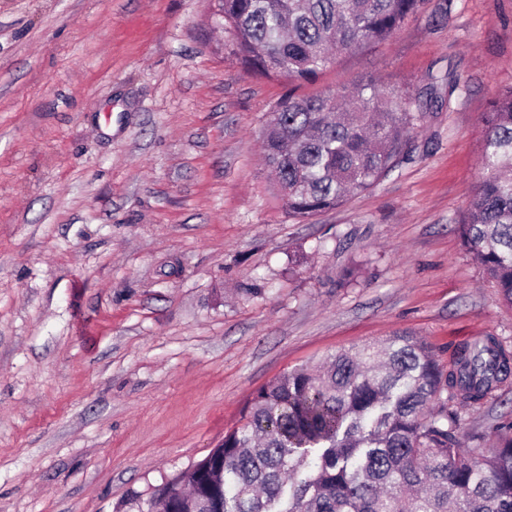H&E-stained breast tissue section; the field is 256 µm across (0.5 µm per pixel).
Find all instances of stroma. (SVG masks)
I'll list each match as a JSON object with an SVG mask.
<instances>
[{"label":"stroma","instance_id":"35a3bbf8","mask_svg":"<svg viewBox=\"0 0 512 512\" xmlns=\"http://www.w3.org/2000/svg\"><path fill=\"white\" fill-rule=\"evenodd\" d=\"M367 75L439 104L371 189L288 217L273 106ZM508 87L512 0H424L297 87L244 66L215 0H0V512H147L257 389L339 350L512 348L455 231ZM508 422L512 383L457 434Z\"/></svg>","mask_w":512,"mask_h":512}]
</instances>
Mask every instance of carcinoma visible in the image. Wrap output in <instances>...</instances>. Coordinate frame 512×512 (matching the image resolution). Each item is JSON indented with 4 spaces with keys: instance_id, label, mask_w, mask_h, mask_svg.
I'll use <instances>...</instances> for the list:
<instances>
[{
    "instance_id": "cac0c4a2",
    "label": "carcinoma",
    "mask_w": 512,
    "mask_h": 512,
    "mask_svg": "<svg viewBox=\"0 0 512 512\" xmlns=\"http://www.w3.org/2000/svg\"><path fill=\"white\" fill-rule=\"evenodd\" d=\"M423 0H217L250 66L293 83L392 37ZM408 90L367 76L349 89L292 92L262 144L288 216L304 220L365 191L404 156L421 113ZM483 176L456 225L512 308V87L482 116ZM512 378L493 336L443 370L422 339L396 335L298 368L252 394L241 424L167 481L175 512H512V423L491 449L456 436L459 410Z\"/></svg>"
}]
</instances>
